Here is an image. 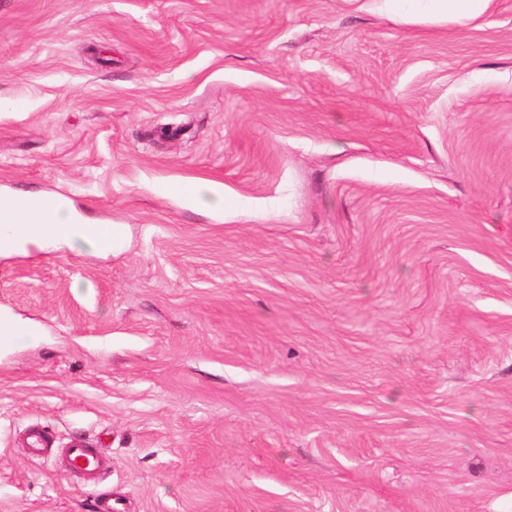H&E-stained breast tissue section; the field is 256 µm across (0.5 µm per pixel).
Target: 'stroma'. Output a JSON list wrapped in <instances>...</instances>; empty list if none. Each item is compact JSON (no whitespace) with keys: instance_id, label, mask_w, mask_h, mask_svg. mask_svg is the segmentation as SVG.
I'll return each mask as SVG.
<instances>
[{"instance_id":"stroma-1","label":"stroma","mask_w":512,"mask_h":512,"mask_svg":"<svg viewBox=\"0 0 512 512\" xmlns=\"http://www.w3.org/2000/svg\"><path fill=\"white\" fill-rule=\"evenodd\" d=\"M25 193L126 235L0 258V512H512V0H0ZM385 10L392 15H402L416 6L423 14L431 18H452L465 24L489 7L492 0H382ZM68 452L71 466L79 474L98 479L109 468L103 455L96 448H89L80 439L72 441Z\"/></svg>"}]
</instances>
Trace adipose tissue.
I'll return each mask as SVG.
<instances>
[{"instance_id":"adipose-tissue-1","label":"adipose tissue","mask_w":512,"mask_h":512,"mask_svg":"<svg viewBox=\"0 0 512 512\" xmlns=\"http://www.w3.org/2000/svg\"><path fill=\"white\" fill-rule=\"evenodd\" d=\"M386 11L401 15L418 8L431 18H452L464 24L489 7L491 0H383ZM87 243L98 246L99 240L90 224L74 222L61 205L38 201L37 197L18 198L8 221L0 220V256L23 253L29 247L47 246L61 249Z\"/></svg>"}]
</instances>
